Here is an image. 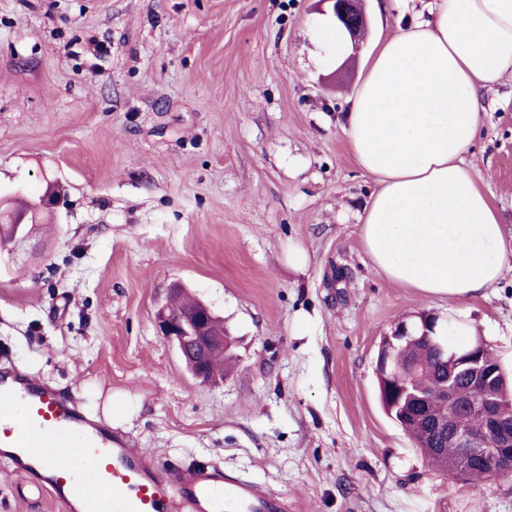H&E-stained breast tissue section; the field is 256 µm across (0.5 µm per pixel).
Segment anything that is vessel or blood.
<instances>
[{
  "label": "vessel or blood",
  "instance_id": "1",
  "mask_svg": "<svg viewBox=\"0 0 512 512\" xmlns=\"http://www.w3.org/2000/svg\"><path fill=\"white\" fill-rule=\"evenodd\" d=\"M0 460L64 512H285L220 466L157 469L130 436L17 370L0 373Z\"/></svg>",
  "mask_w": 512,
  "mask_h": 512
}]
</instances>
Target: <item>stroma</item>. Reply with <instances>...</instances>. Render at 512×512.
Segmentation results:
<instances>
[{"label": "stroma", "instance_id": "35a3bbf8", "mask_svg": "<svg viewBox=\"0 0 512 512\" xmlns=\"http://www.w3.org/2000/svg\"><path fill=\"white\" fill-rule=\"evenodd\" d=\"M429 2L367 0L338 80L326 0H0V197L63 189L54 234L0 255V350L160 467L221 465L290 512H512V476L449 482L378 396L383 336L423 312L512 373V273L433 297L377 274L358 235L376 184L338 120ZM479 95L465 161L512 230V78ZM176 282L236 338L222 383L156 330ZM0 512L62 508L0 465Z\"/></svg>", "mask_w": 512, "mask_h": 512}]
</instances>
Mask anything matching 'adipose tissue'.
<instances>
[{
	"label": "adipose tissue",
	"mask_w": 512,
	"mask_h": 512,
	"mask_svg": "<svg viewBox=\"0 0 512 512\" xmlns=\"http://www.w3.org/2000/svg\"><path fill=\"white\" fill-rule=\"evenodd\" d=\"M509 76L512 0H432L349 98L341 131L378 185L359 236L386 280L462 301L512 269V232L465 162L483 123L479 88Z\"/></svg>",
	"instance_id": "ef3b65f1"
}]
</instances>
